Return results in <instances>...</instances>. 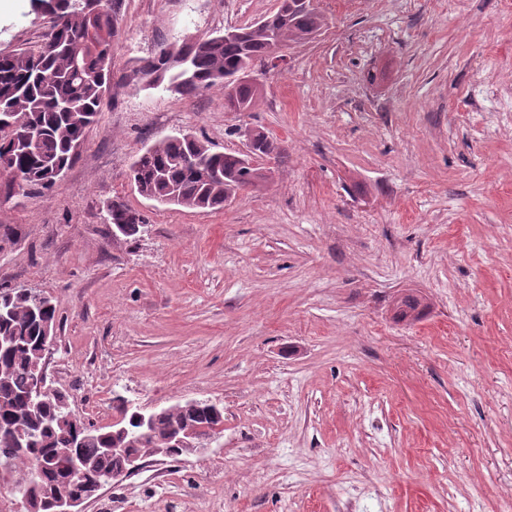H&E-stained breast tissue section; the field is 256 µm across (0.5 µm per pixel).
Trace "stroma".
Segmentation results:
<instances>
[{"instance_id":"obj_1","label":"stroma","mask_w":512,"mask_h":512,"mask_svg":"<svg viewBox=\"0 0 512 512\" xmlns=\"http://www.w3.org/2000/svg\"><path fill=\"white\" fill-rule=\"evenodd\" d=\"M279 0H122L115 64ZM249 112L110 86L49 191L0 177V286L50 296L76 413L217 402L206 452L146 457L85 512H503L512 504V0H314ZM0 7V52L40 42ZM281 153L218 210L161 205L134 156L242 129ZM146 220L113 236L106 208ZM413 294L418 318L394 305Z\"/></svg>"}]
</instances>
